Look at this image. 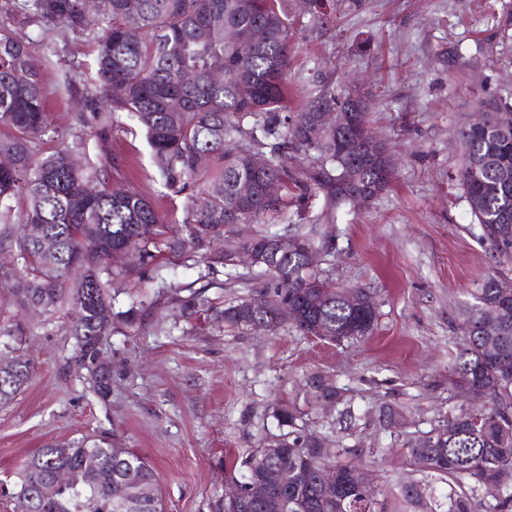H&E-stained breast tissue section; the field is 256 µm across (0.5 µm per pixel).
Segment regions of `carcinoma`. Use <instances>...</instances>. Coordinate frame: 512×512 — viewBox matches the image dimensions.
Here are the masks:
<instances>
[{"label":"carcinoma","mask_w":512,"mask_h":512,"mask_svg":"<svg viewBox=\"0 0 512 512\" xmlns=\"http://www.w3.org/2000/svg\"><path fill=\"white\" fill-rule=\"evenodd\" d=\"M0 15V291L22 312L38 307L41 315L68 320L73 340L68 363L86 372L89 387L101 398L111 378L97 364L102 342L115 319L129 326L139 308L131 304L116 315L109 286L116 279L165 280L167 263L180 259L202 268L197 289L173 297L191 315L207 312L231 329L245 330L262 317L275 331L284 321L276 306L297 310L289 324L304 336L334 344L371 335L377 327L374 302L364 291L352 305L341 287L321 268L328 245L316 224H289L284 231L300 242L296 251L275 258L278 231L263 225L296 213L312 201L335 213L352 203V194L367 188L381 192L393 182L391 155L361 153L346 138L349 130L326 121L328 112L368 109L367 98L322 88L305 97L296 112L288 109L289 53L292 40L287 0H8ZM308 13L320 25L332 22L327 0H308ZM37 27L41 35L62 26L89 37L92 63L83 88L69 83L67 94L77 112L71 141L50 152L44 136L49 127L46 93L32 42L21 38L14 18ZM259 28L263 40L246 50L226 37ZM193 71L191 83L183 73ZM499 108L487 114L488 128L461 126L458 181L463 188L478 238L498 256L512 262V102L492 96ZM125 114L144 132L151 159L164 189L187 201L182 224L160 221L151 202L136 188L112 190L121 171L112 157V132ZM95 157L87 156L88 138ZM265 158L257 172L254 156ZM274 180L281 193L265 197L260 183ZM22 198V211L14 200ZM260 224L248 241L235 242L236 226ZM56 243L52 252L41 237ZM253 251L252 290L216 308L208 296L210 277L238 270L239 248ZM124 251L118 267L111 254ZM78 265L82 279L69 277ZM491 274L476 288L475 302L459 313L460 335L448 365V389L473 392L487 399L480 409H461L445 424L406 443L410 462L448 477L458 485L473 484L490 494L489 512H512V288ZM17 366L0 368V403L12 400L32 378L31 363L16 357ZM314 407L344 404L340 419L354 418L334 385L311 377ZM280 433L272 443L277 457L260 448L239 461L241 482L264 486L277 510L258 499H218L215 512H381L376 491L361 489L356 466L337 460L338 451L320 454L292 405L273 411ZM405 415L387 407L382 423L404 425ZM336 466V489L318 484L317 470ZM62 468L82 471L84 482L63 486L52 497L37 495ZM404 497L422 508L433 500L432 488L415 483ZM17 504L21 512H164L154 468L129 448L101 441L50 445L38 449L18 472ZM431 512H469L468 500L447 496L434 500Z\"/></svg>","instance_id":"cac0c4a2"}]
</instances>
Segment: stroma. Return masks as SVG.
I'll use <instances>...</instances> for the list:
<instances>
[{
	"label": "stroma",
	"mask_w": 512,
	"mask_h": 512,
	"mask_svg": "<svg viewBox=\"0 0 512 512\" xmlns=\"http://www.w3.org/2000/svg\"><path fill=\"white\" fill-rule=\"evenodd\" d=\"M337 20L325 30L288 0L293 25L290 109L324 86L353 81L369 92L368 119L396 160L391 188L361 205L322 219L332 252L322 267L340 286L364 289L378 324L370 336L336 346L277 332L232 331L210 314L181 316L160 298L159 281L119 286L114 311L139 301L140 321L117 324L103 344L112 372L107 398L96 396L69 366L65 319L41 321L0 297V324L23 322L20 354L34 367L30 383L0 406V512H17L10 496L15 472L49 444L102 437L140 453L158 473L166 512H214L235 477L234 459L276 433L281 402L306 411L307 430L341 449V460L363 466L381 492L385 512H419L406 485L433 486L437 498L459 494L471 512H485L484 490L457 487L410 466L405 442L445 423L464 407L448 389L458 312L472 303L482 279L497 271L478 239L463 190L455 130L484 94L512 96V0H334ZM57 64L43 68L48 124L56 139L72 128L63 76L81 83L91 58L84 40L56 28L49 34ZM112 155L128 184L151 198L164 223L181 224L184 199L163 192L143 132L126 123L112 134ZM319 374L351 401L349 429L334 427L336 409L309 412L306 381ZM388 405L405 410L403 427L380 421Z\"/></svg>",
	"instance_id": "stroma-1"
}]
</instances>
